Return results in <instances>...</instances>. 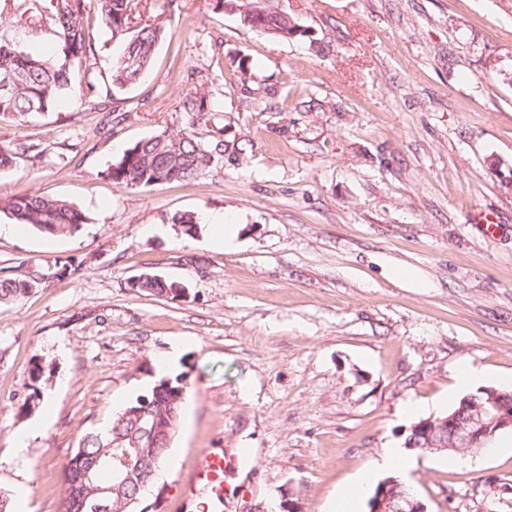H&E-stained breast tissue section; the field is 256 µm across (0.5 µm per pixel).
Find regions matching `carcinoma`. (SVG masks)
Returning <instances> with one entry per match:
<instances>
[{"label":"carcinoma","instance_id":"carcinoma-1","mask_svg":"<svg viewBox=\"0 0 512 512\" xmlns=\"http://www.w3.org/2000/svg\"><path fill=\"white\" fill-rule=\"evenodd\" d=\"M7 16L0 15V77L9 76L5 86L0 85V120L21 118L53 109L60 100L71 97L87 101L98 95L97 86L90 82L74 90L71 69L94 56L95 48L87 40L86 31L92 14H97L108 28L111 39L121 45V52L112 60L111 83L118 89L133 86L148 73L155 51L165 31L157 20L136 16L141 0H11ZM217 6L240 15L248 26L284 39L293 34L297 24L282 10H271L254 5L251 0H217ZM34 33L51 27L57 40V51L46 56L17 39L16 27ZM208 93L194 87L186 92L183 108L195 113L196 120L207 118L211 109L205 107ZM224 140L217 138L204 142L193 131L162 132L136 142L107 169V176L134 188L174 181L195 179L205 174L224 158ZM32 154L41 158L42 151L34 145L12 144L0 141V170L14 166L17 158ZM0 212L9 214L18 224L30 226L49 236L75 233L85 223L86 215L66 199L29 193L10 199H0ZM175 282L158 275L139 276L131 288L140 293L172 300ZM32 290L24 280L0 279V302L20 301ZM186 387L182 380H162L146 394L137 397L127 407H146V410L165 422V441L154 448L143 449L141 466L147 472H157L165 463L170 441L179 424L180 411ZM141 424L131 418L115 415L106 432L86 435L62 474L64 484L63 512H93L89 503L96 497V489L112 486L115 471L110 465L114 432L125 436H139ZM452 441V434L444 427H436L426 436L411 427L405 438V447H414L419 453H441L435 444ZM90 470V478L82 477ZM137 495L143 490L133 486L112 495V512H135L140 504L124 507L120 496Z\"/></svg>","mask_w":512,"mask_h":512}]
</instances>
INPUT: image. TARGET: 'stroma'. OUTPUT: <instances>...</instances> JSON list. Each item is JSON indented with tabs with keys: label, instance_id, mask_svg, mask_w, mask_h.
Listing matches in <instances>:
<instances>
[{
	"label": "stroma",
	"instance_id": "1",
	"mask_svg": "<svg viewBox=\"0 0 512 512\" xmlns=\"http://www.w3.org/2000/svg\"><path fill=\"white\" fill-rule=\"evenodd\" d=\"M148 2L165 37L145 81L112 92L119 46L95 18L71 81L99 98L0 123L42 151L0 170V198L58 196L88 217L48 237L5 233L0 213V279L33 285L0 303V488H25L12 512H60L83 437L178 377L165 493L144 505L194 512L211 492L189 479L218 450L234 461L224 512H343L342 489L403 447L406 404L447 412L464 363L482 387L512 377V0H272L307 31L288 41L215 0ZM200 84L219 111L195 127L182 98ZM215 127L230 146L197 179L105 175L141 139ZM216 212L238 226L231 249L212 243ZM144 273L187 296L137 292ZM496 441L476 467L416 454L406 480L427 512H512V431Z\"/></svg>",
	"mask_w": 512,
	"mask_h": 512
}]
</instances>
